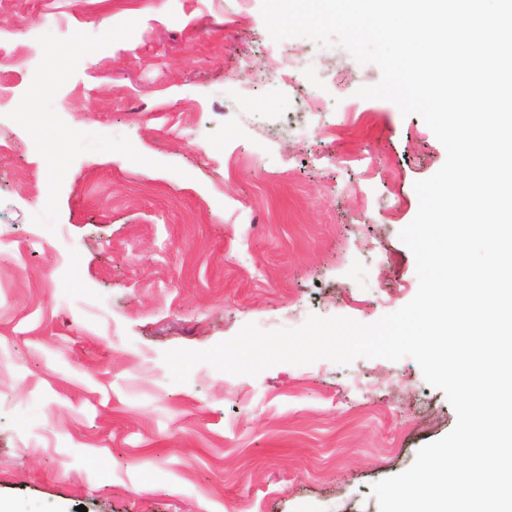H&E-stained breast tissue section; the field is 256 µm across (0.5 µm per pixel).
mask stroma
<instances>
[{"instance_id":"1","label":"stroma","mask_w":512,"mask_h":512,"mask_svg":"<svg viewBox=\"0 0 512 512\" xmlns=\"http://www.w3.org/2000/svg\"><path fill=\"white\" fill-rule=\"evenodd\" d=\"M260 8L0 0L10 512H379L373 485L456 424L409 357L170 379L165 351L313 314L371 324L418 289L399 233L444 146L358 97L377 66L274 41Z\"/></svg>"}]
</instances>
